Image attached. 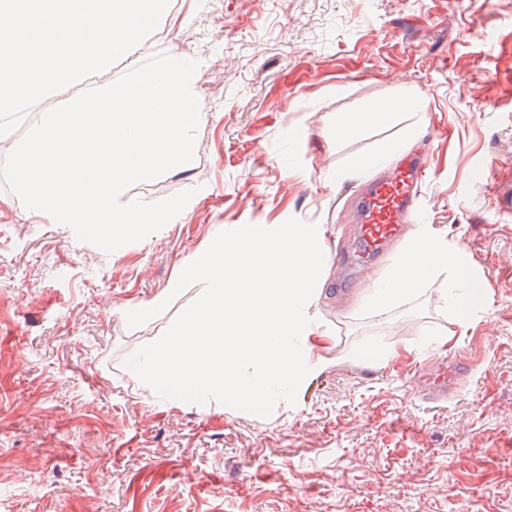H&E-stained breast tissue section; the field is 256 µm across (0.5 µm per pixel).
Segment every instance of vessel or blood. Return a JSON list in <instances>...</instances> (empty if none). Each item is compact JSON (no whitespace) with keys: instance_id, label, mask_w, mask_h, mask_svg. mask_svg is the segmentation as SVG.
<instances>
[{"instance_id":"1","label":"vessel or blood","mask_w":512,"mask_h":512,"mask_svg":"<svg viewBox=\"0 0 512 512\" xmlns=\"http://www.w3.org/2000/svg\"><path fill=\"white\" fill-rule=\"evenodd\" d=\"M426 177L420 162L411 160L393 167L366 189L358 204L359 249L353 265L367 263L399 236L403 225L415 220L417 201ZM463 371L457 359L439 358L426 373L424 387L431 396L447 395Z\"/></svg>"}]
</instances>
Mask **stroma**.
Returning a JSON list of instances; mask_svg holds the SVG:
<instances>
[{
	"instance_id": "35a3bbf8",
	"label": "stroma",
	"mask_w": 512,
	"mask_h": 512,
	"mask_svg": "<svg viewBox=\"0 0 512 512\" xmlns=\"http://www.w3.org/2000/svg\"><path fill=\"white\" fill-rule=\"evenodd\" d=\"M164 25L165 40L147 36L23 125L155 53L198 60L193 161L127 191L193 190L177 217L108 253L0 186V512H512V0H175ZM384 101L391 121L336 140L337 115ZM386 141L419 154L421 223L489 286L449 350L469 371L444 402L411 380L451 326L438 292L367 304L402 241L336 286L352 202L383 174L350 165ZM292 218L324 229L318 320L336 339L292 413L153 396L125 361L202 288L134 328L128 309L218 233ZM365 348L401 356L368 366L352 357Z\"/></svg>"
}]
</instances>
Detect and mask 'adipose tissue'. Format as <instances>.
Segmentation results:
<instances>
[{
	"label": "adipose tissue",
	"instance_id": "ef3b65f1",
	"mask_svg": "<svg viewBox=\"0 0 512 512\" xmlns=\"http://www.w3.org/2000/svg\"><path fill=\"white\" fill-rule=\"evenodd\" d=\"M469 256L457 245L449 243L440 230L431 228L412 237L399 253L389 275L375 282L369 296L370 307L386 311L394 303L407 299L443 282L440 297L453 312L454 327L437 338V345L447 344L457 333L466 332L474 310L488 301V286L484 279L467 275ZM461 280L460 288L447 287L449 277Z\"/></svg>",
	"mask_w": 512,
	"mask_h": 512
}]
</instances>
